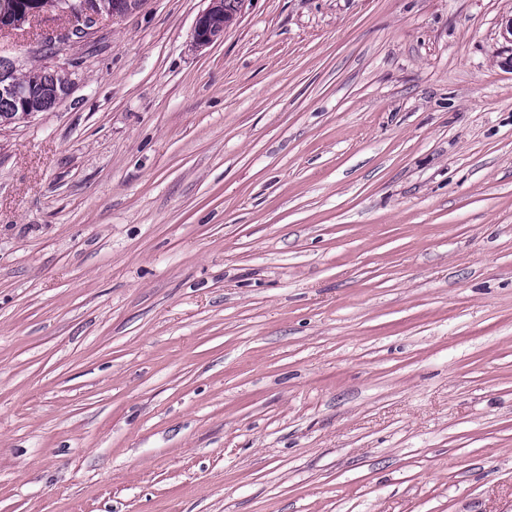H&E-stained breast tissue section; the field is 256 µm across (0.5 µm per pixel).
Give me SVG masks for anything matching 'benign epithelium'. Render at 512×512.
<instances>
[{"label":"benign epithelium","instance_id":"7a95c632","mask_svg":"<svg viewBox=\"0 0 512 512\" xmlns=\"http://www.w3.org/2000/svg\"><path fill=\"white\" fill-rule=\"evenodd\" d=\"M147 2L148 0H59L57 11L76 17L78 24L54 38L45 37L41 40L40 47L49 50L46 55L47 62L42 68L28 72L24 83L7 80L0 82V96L13 100L15 105V111L0 116V128L25 123L36 116L32 102L47 87L48 73L63 72L66 76H71L66 67L60 64V57L67 54L73 38L88 39L97 33L103 16L116 20L142 9ZM38 12L39 7L31 0H0V31H12L21 27ZM219 14L224 15V25L221 27L215 26L213 22L214 17ZM239 14V9L228 11L224 0H208V6L195 20V44L206 46L223 37Z\"/></svg>","mask_w":512,"mask_h":512}]
</instances>
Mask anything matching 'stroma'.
I'll return each mask as SVG.
<instances>
[{
	"label": "stroma",
	"instance_id": "1",
	"mask_svg": "<svg viewBox=\"0 0 512 512\" xmlns=\"http://www.w3.org/2000/svg\"><path fill=\"white\" fill-rule=\"evenodd\" d=\"M205 7L0 130V512H512V0ZM206 1L209 2L208 6L198 14L193 29V40L198 46L209 45L223 37L224 32L236 22L245 2V0H239L240 7L231 12L227 9L234 10L238 0H225L227 1V9L224 0ZM219 14H224V25L222 27H216L213 22L214 17Z\"/></svg>",
	"mask_w": 512,
	"mask_h": 512
}]
</instances>
